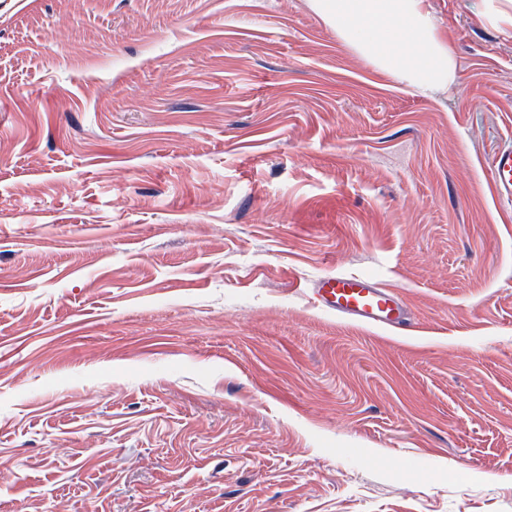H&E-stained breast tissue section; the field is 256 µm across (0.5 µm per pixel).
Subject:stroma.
<instances>
[{
  "mask_svg": "<svg viewBox=\"0 0 512 512\" xmlns=\"http://www.w3.org/2000/svg\"><path fill=\"white\" fill-rule=\"evenodd\" d=\"M427 2L423 94L309 0H0V512H512V30ZM492 177L502 194L512 195V149L496 152L491 161ZM312 295L322 311L368 326L402 330L411 319L405 303L394 290L366 276H323L312 289Z\"/></svg>",
  "mask_w": 512,
  "mask_h": 512,
  "instance_id": "35a3bbf8",
  "label": "stroma"
}]
</instances>
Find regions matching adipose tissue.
Wrapping results in <instances>:
<instances>
[{"instance_id":"ef3b65f1","label":"adipose tissue","mask_w":512,"mask_h":512,"mask_svg":"<svg viewBox=\"0 0 512 512\" xmlns=\"http://www.w3.org/2000/svg\"><path fill=\"white\" fill-rule=\"evenodd\" d=\"M337 39L416 90L454 85L457 68L426 0H310Z\"/></svg>"}]
</instances>
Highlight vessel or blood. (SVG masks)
Returning a JSON list of instances; mask_svg holds the SVG:
<instances>
[{"mask_svg": "<svg viewBox=\"0 0 512 512\" xmlns=\"http://www.w3.org/2000/svg\"><path fill=\"white\" fill-rule=\"evenodd\" d=\"M491 168L493 181L499 191L512 195V149L496 152ZM312 295L322 311L364 325L401 330L410 321V313L400 296L366 276H324L318 280Z\"/></svg>", "mask_w": 512, "mask_h": 512, "instance_id": "b4317fda", "label": "vessel or blood"}]
</instances>
